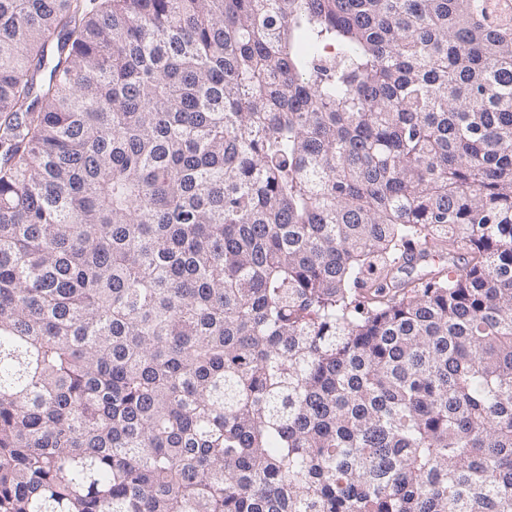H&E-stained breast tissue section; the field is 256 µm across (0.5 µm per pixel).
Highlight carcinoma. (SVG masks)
<instances>
[{"label":"carcinoma","mask_w":512,"mask_h":512,"mask_svg":"<svg viewBox=\"0 0 512 512\" xmlns=\"http://www.w3.org/2000/svg\"><path fill=\"white\" fill-rule=\"evenodd\" d=\"M0 512H512V0H0Z\"/></svg>","instance_id":"carcinoma-1"}]
</instances>
